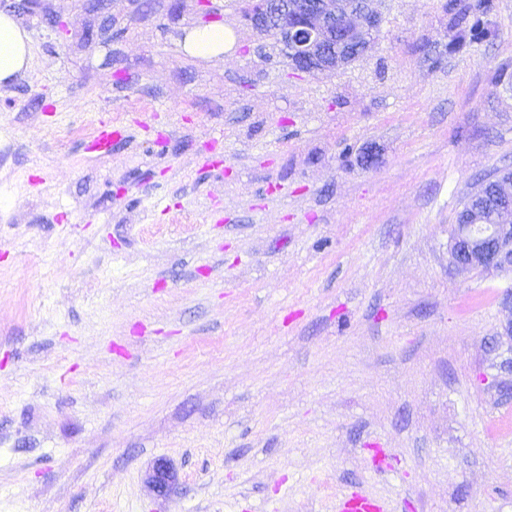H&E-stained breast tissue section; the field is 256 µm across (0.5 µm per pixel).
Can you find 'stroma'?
<instances>
[{
    "mask_svg": "<svg viewBox=\"0 0 512 512\" xmlns=\"http://www.w3.org/2000/svg\"><path fill=\"white\" fill-rule=\"evenodd\" d=\"M218 2L0 0L32 46L0 87V512H512V272L449 257L512 170V0L459 51L478 0H379L363 57L298 75ZM216 23L223 57L185 51ZM102 121L129 137L88 151ZM149 479L155 491L161 496L167 494L175 481L171 467L164 460H158L154 464ZM376 500L363 489L356 488L336 497L333 512H382Z\"/></svg>",
    "mask_w": 512,
    "mask_h": 512,
    "instance_id": "stroma-1",
    "label": "stroma"
}]
</instances>
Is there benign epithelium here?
<instances>
[{"instance_id": "obj_1", "label": "benign epithelium", "mask_w": 512, "mask_h": 512, "mask_svg": "<svg viewBox=\"0 0 512 512\" xmlns=\"http://www.w3.org/2000/svg\"><path fill=\"white\" fill-rule=\"evenodd\" d=\"M243 19L259 33L271 32L287 51L295 71H328L365 53L382 23L375 0H246ZM451 263L461 271L512 269V206L497 223L473 216L470 224H454ZM175 481L164 460L150 475L164 496Z\"/></svg>"}]
</instances>
